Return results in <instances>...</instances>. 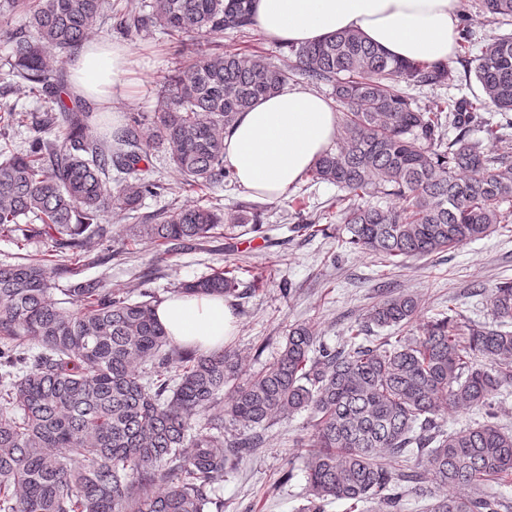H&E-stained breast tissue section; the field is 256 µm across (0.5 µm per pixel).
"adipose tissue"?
<instances>
[{
	"label": "adipose tissue",
	"instance_id": "ef3b65f1",
	"mask_svg": "<svg viewBox=\"0 0 512 512\" xmlns=\"http://www.w3.org/2000/svg\"><path fill=\"white\" fill-rule=\"evenodd\" d=\"M459 0H254L253 17L270 38L311 44L354 29L385 52L408 60L453 54ZM126 45L91 41L68 64L73 96L98 101L121 92ZM336 134V114L317 93L285 87L239 113L224 137V162L252 195L278 200L304 176ZM169 338L202 351L222 347L236 319L223 297L175 294L155 308Z\"/></svg>",
	"mask_w": 512,
	"mask_h": 512
}]
</instances>
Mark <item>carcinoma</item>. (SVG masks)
<instances>
[{
    "label": "carcinoma",
    "instance_id": "cac0c4a2",
    "mask_svg": "<svg viewBox=\"0 0 512 512\" xmlns=\"http://www.w3.org/2000/svg\"><path fill=\"white\" fill-rule=\"evenodd\" d=\"M104 2L0 0V11L27 16L24 28L0 27L12 46L6 75L52 102L26 147L0 151V233L35 217L39 233L70 251L71 274L85 265V242L103 232L100 218L114 207L138 209L156 188L141 167L151 150L164 148L190 189L229 180L226 130L297 74L333 88L336 147L305 176L342 194L300 216L292 231L323 233L321 221L339 215L340 249L392 268L512 232V161L469 137L479 113L512 112V35L489 39L474 57L481 95L437 98L424 109L412 108L400 83L447 86L458 81L454 70L399 59L354 30L295 46L294 60L280 67L202 43L158 92L149 137L134 120L100 138L85 108L63 97V59L87 40ZM481 7L493 19L512 17V0ZM150 8L125 9L119 26L129 35L154 28L172 42L254 25L251 0H152ZM455 44L459 57L470 55L468 25ZM24 120L8 106L0 129ZM509 127L512 119L487 122L484 139L499 143ZM380 196L394 205L373 203ZM223 224L262 229L255 208L226 215L194 205L163 210L127 235L177 245L211 239ZM57 271L52 253L0 265V512H224V500L211 497L215 485L246 451L262 447L258 429L302 410L312 423L302 512H325L333 500L347 512L369 502L394 512L425 483L448 489L430 512H512L492 493L512 485V432L494 422L490 403L512 386V281L494 287L491 324L450 306L414 336L369 339L374 326L416 320L419 301L408 293L373 305L337 350L317 344L315 325L295 324L277 359L241 383L231 347L199 352L168 338L152 292L130 301L100 280H83L69 289L66 309L53 298ZM236 272L227 264L177 293L234 295ZM473 408L486 420L453 433L439 422L445 411ZM199 413L207 419L194 430L189 419Z\"/></svg>",
    "mask_w": 512,
    "mask_h": 512
}]
</instances>
